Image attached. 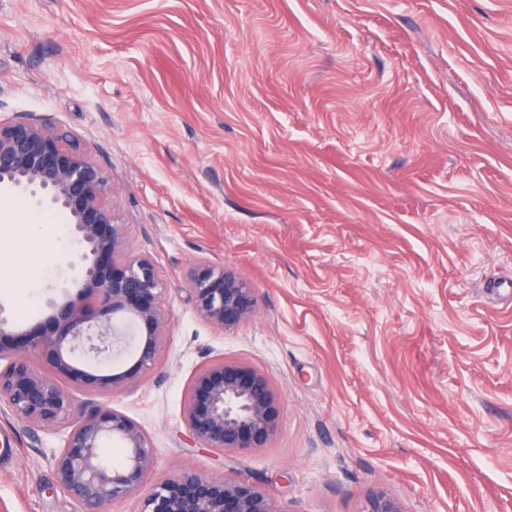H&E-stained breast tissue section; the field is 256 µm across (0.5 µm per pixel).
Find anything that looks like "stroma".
I'll use <instances>...</instances> for the list:
<instances>
[{
    "mask_svg": "<svg viewBox=\"0 0 512 512\" xmlns=\"http://www.w3.org/2000/svg\"><path fill=\"white\" fill-rule=\"evenodd\" d=\"M89 148L127 246L158 266L160 363L108 405L184 468L259 486L276 512H512V0H0V117ZM71 218L0 190V318L46 329L81 287ZM253 289L224 331L187 275ZM224 359L263 373L273 432L193 447L187 386ZM52 429L0 406V512H80Z\"/></svg>",
    "mask_w": 512,
    "mask_h": 512,
    "instance_id": "stroma-1",
    "label": "stroma"
}]
</instances>
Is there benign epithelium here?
Masks as SVG:
<instances>
[{"label": "benign epithelium", "instance_id": "7a95c632", "mask_svg": "<svg viewBox=\"0 0 512 512\" xmlns=\"http://www.w3.org/2000/svg\"><path fill=\"white\" fill-rule=\"evenodd\" d=\"M40 189L50 203L69 212L74 224L71 252L84 270L85 286L63 302L54 328L32 339L30 350L14 352L0 320V400L29 427L63 433L53 457L56 484L76 500L81 512H110L114 503L147 481L154 448L127 414L95 406L73 418V399L63 382L82 373L96 389L115 394L133 387L126 372L96 375L90 369L125 343L120 322L144 327L135 343L136 368L148 371L159 361L167 322L158 301L163 281L155 263L131 253L126 225L115 221L109 200L112 183L90 150L32 118H0V186ZM190 299L206 322L231 330L255 308V297L235 273L220 265L189 272ZM52 354L53 373L42 372L34 354ZM275 393L267 378L234 362L219 360L199 369L187 392L184 422L199 448L243 449L264 440L275 421ZM118 441L125 461L102 460L103 443ZM139 512H275L255 485L216 479L183 469L156 482ZM362 512H403L400 502L370 495Z\"/></svg>", "mask_w": 512, "mask_h": 512}]
</instances>
